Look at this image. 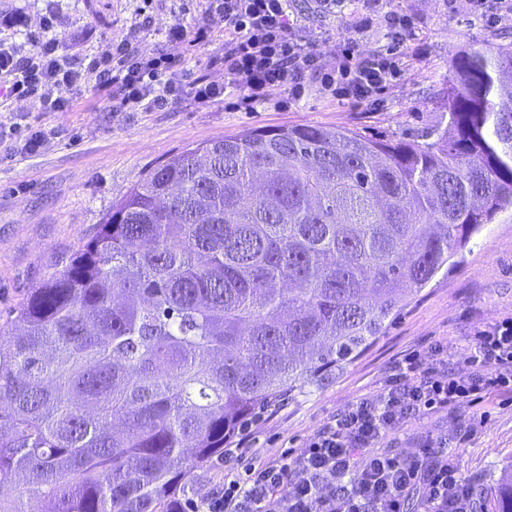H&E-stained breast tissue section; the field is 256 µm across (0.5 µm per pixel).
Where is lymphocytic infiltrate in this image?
Instances as JSON below:
<instances>
[{
  "label": "lymphocytic infiltrate",
  "instance_id": "lymphocytic-infiltrate-1",
  "mask_svg": "<svg viewBox=\"0 0 512 512\" xmlns=\"http://www.w3.org/2000/svg\"><path fill=\"white\" fill-rule=\"evenodd\" d=\"M288 2L207 0L208 23L175 25L160 50L145 54L130 40L113 41L84 68L64 62L55 38L32 40L27 50L0 42V98L36 94L46 109L65 112L93 82L111 88L120 110L158 112L187 92L200 104L230 97L252 112L279 93L300 100L314 85L336 100L371 106L400 79L410 17L385 14L384 47L361 56L347 38L327 59L300 34ZM215 20L224 24V46L209 65L223 70L224 82L199 77L184 88L167 81L185 44L210 41ZM440 363L434 352L407 356L389 384L340 411L300 451L260 458L242 435L224 451L222 486L201 502H175L172 512H407L414 489L423 512H472V487L447 456L400 458L378 446L412 416L512 393V317L474 334L463 368L451 372Z\"/></svg>",
  "mask_w": 512,
  "mask_h": 512
}]
</instances>
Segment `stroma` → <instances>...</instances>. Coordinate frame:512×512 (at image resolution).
I'll use <instances>...</instances> for the list:
<instances>
[{
	"mask_svg": "<svg viewBox=\"0 0 512 512\" xmlns=\"http://www.w3.org/2000/svg\"><path fill=\"white\" fill-rule=\"evenodd\" d=\"M205 0H0V41L26 43L54 20L53 37L67 61L85 63L108 41L130 39L144 52L163 44L170 26L206 19ZM411 16L425 53L407 56L400 81L376 107L340 102L311 91L299 101L276 95L255 111L229 102L209 105L184 97L160 112H114L111 90L88 87L71 110L51 112L35 97L9 101L0 122L24 115L28 125L56 130L42 152L0 151V326L30 290L65 269L97 232L112 206L155 166L186 148L255 128L310 124L348 129L369 138L415 139L446 116L443 93L457 53L484 43H512V21L491 27L471 0H380L375 15L391 9ZM303 30L324 57L340 39L354 38L360 54L383 46L379 25L360 29L365 0H347L344 14L319 15L311 0H291ZM214 24L212 42L189 47L168 77L186 85L205 75L224 78L209 59L224 40ZM512 317V214H499L393 318L375 342L319 385L281 397L251 422L252 444L272 457L325 427L356 399L379 391L405 356L442 348L449 370L464 363L474 333ZM446 441L448 456L474 486L490 488L512 470V399L482 406L433 410L397 424L382 444L411 458L430 442Z\"/></svg>",
	"mask_w": 512,
	"mask_h": 512,
	"instance_id": "1",
	"label": "stroma"
}]
</instances>
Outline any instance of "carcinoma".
I'll return each mask as SVG.
<instances>
[{
  "label": "carcinoma",
  "instance_id": "cac0c4a2",
  "mask_svg": "<svg viewBox=\"0 0 512 512\" xmlns=\"http://www.w3.org/2000/svg\"><path fill=\"white\" fill-rule=\"evenodd\" d=\"M447 100L418 140L256 128L149 171L0 334V512H25L8 488L169 512L257 409L357 357L512 212V44L458 54Z\"/></svg>",
  "mask_w": 512,
  "mask_h": 512
}]
</instances>
